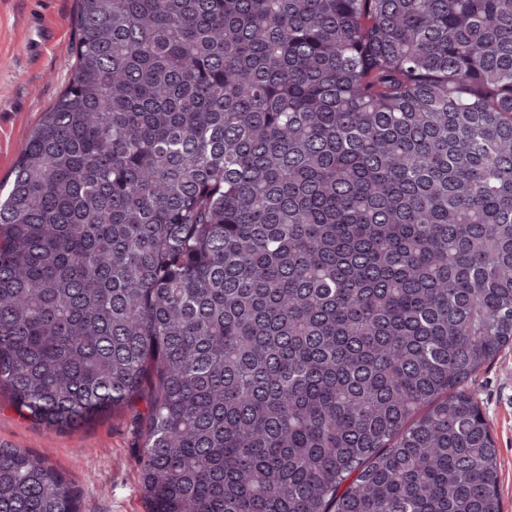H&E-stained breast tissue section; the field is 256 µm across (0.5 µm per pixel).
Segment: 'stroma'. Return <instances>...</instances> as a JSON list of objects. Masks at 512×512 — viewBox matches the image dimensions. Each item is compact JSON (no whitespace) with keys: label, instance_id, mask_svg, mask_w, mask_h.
<instances>
[{"label":"stroma","instance_id":"stroma-1","mask_svg":"<svg viewBox=\"0 0 512 512\" xmlns=\"http://www.w3.org/2000/svg\"><path fill=\"white\" fill-rule=\"evenodd\" d=\"M76 0H0V182H8L30 131L68 85ZM499 450L503 512H512V346L473 380ZM139 431L123 415L73 432L20 417L0 398V443L46 456L76 482L81 512H145L135 448Z\"/></svg>","mask_w":512,"mask_h":512}]
</instances>
